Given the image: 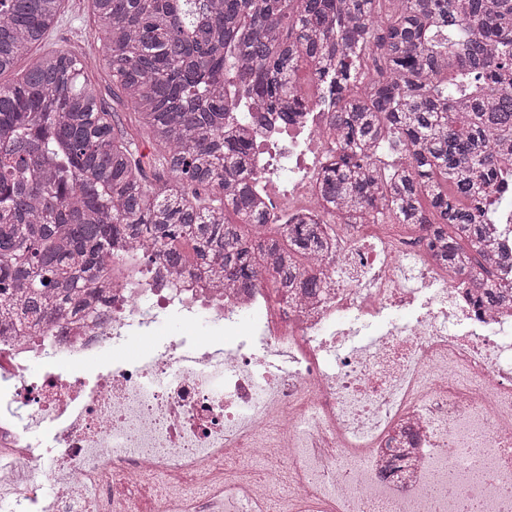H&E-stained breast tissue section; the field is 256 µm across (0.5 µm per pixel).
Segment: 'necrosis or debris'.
<instances>
[{
    "label": "necrosis or debris",
    "mask_w": 512,
    "mask_h": 512,
    "mask_svg": "<svg viewBox=\"0 0 512 512\" xmlns=\"http://www.w3.org/2000/svg\"><path fill=\"white\" fill-rule=\"evenodd\" d=\"M254 137L274 212L319 218L300 132L276 162L268 133ZM274 165L308 176L281 198ZM325 224L334 284L320 297L224 288L130 252L95 313L0 336V512H270L277 498L294 512H512V308L474 307L417 236ZM169 315L211 342L126 360ZM228 331L242 342L218 344ZM107 355L92 378L68 371ZM272 357L287 370H266ZM407 432L417 439L387 475Z\"/></svg>",
    "instance_id": "1"
}]
</instances>
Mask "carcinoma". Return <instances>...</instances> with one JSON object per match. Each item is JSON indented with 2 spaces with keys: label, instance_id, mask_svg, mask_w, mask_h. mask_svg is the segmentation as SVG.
Listing matches in <instances>:
<instances>
[{
  "label": "carcinoma",
  "instance_id": "carcinoma-1",
  "mask_svg": "<svg viewBox=\"0 0 512 512\" xmlns=\"http://www.w3.org/2000/svg\"><path fill=\"white\" fill-rule=\"evenodd\" d=\"M62 2L0 0V74L29 59L0 85L1 336L90 312L122 246L227 288L323 294L321 224L275 222L245 133L310 111L326 114L327 215L420 224L470 303L512 304V249L491 244L512 176V0H91L159 187L87 62L31 55Z\"/></svg>",
  "mask_w": 512,
  "mask_h": 512
}]
</instances>
